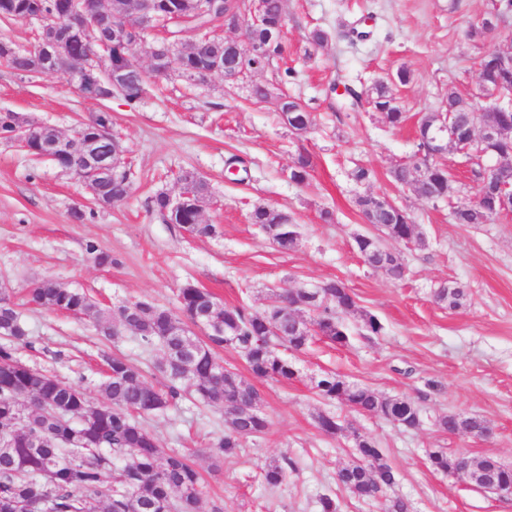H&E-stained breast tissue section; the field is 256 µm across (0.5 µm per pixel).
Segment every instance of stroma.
<instances>
[{"instance_id":"35a3bbf8","label":"stroma","mask_w":512,"mask_h":512,"mask_svg":"<svg viewBox=\"0 0 512 512\" xmlns=\"http://www.w3.org/2000/svg\"><path fill=\"white\" fill-rule=\"evenodd\" d=\"M285 10L286 50L264 69L231 84L220 75L205 82L162 79L136 102L93 100L66 76L20 73L0 62V113H20L67 134L77 122L108 112L131 170L129 195L102 209L52 161L0 141V285L28 329L17 355L47 375L82 385L96 403L107 360L115 355L141 367L155 388L166 383L156 368L160 351L143 348L134 335L114 339L99 333L91 317L29 304V288L43 279L81 290L102 306L147 300L170 309L190 281L224 304L246 303L254 314L269 306L275 289L339 280L357 304L343 319L348 345L314 337L305 350L288 355L297 378L254 379L268 429L237 454L222 457L213 448L224 432L223 408L185 397L142 416L165 452L188 455L201 473L197 512L217 506L224 512H317L324 495L335 498L339 512H387L396 497L409 502L410 512H512V496L436 471L428 459L440 448L512 468V216L458 224L447 203L422 199L389 175L415 151L421 118L440 111L449 89L465 95L475 87L479 56L512 34V11L505 0H286ZM498 10L497 38H468L471 27ZM316 28L328 32L329 42L313 51L308 36ZM402 67L411 80L396 90L407 116L401 127H389L368 103L349 106L339 90L344 83L365 90ZM256 83L271 91L258 104L250 97ZM284 91L309 106L313 130H288L277 105ZM302 151L313 168L298 184L290 171ZM233 155L248 169L238 182L225 165ZM359 167L371 170L370 181L354 180ZM185 171L207 184L202 220L215 225L214 236L187 237L153 207L157 193L178 194ZM367 193L403 205L424 240L420 246L387 241L407 266L402 281L366 265L355 246V235L369 231L355 204ZM258 205L298 224L293 249L280 250L251 223ZM76 208L84 211L83 221L73 220ZM325 209L334 212V223H323ZM90 240L111 253L112 266L86 254ZM446 283L466 289L461 307L435 300ZM364 312L378 317L379 334L364 335ZM327 373L411 399L421 411L419 427L325 401L316 383ZM451 411L484 419L490 437L442 432L438 420ZM320 413L341 420L345 435L323 433ZM357 434L372 439L396 472V485L369 502L336 480ZM286 458L292 468L282 484L269 487L262 469Z\"/></svg>"}]
</instances>
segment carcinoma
I'll return each instance as SVG.
<instances>
[{
  "label": "carcinoma",
  "instance_id": "carcinoma-1",
  "mask_svg": "<svg viewBox=\"0 0 512 512\" xmlns=\"http://www.w3.org/2000/svg\"><path fill=\"white\" fill-rule=\"evenodd\" d=\"M65 0H0V20L18 18L26 11L42 8L50 17L61 15ZM176 0H160L159 22L174 34L196 31L215 21L208 15H187L172 9ZM286 24L284 0H266L260 24L253 28V38L262 41ZM221 53L225 63H235L247 70L258 71L269 63L270 56L245 58L236 56L231 47L213 41L189 44L176 57L177 69L198 72L210 55ZM19 72H37L39 64L27 51L15 49L9 62ZM410 81V71L402 67L393 82H377L367 93L369 104L382 113L394 126L405 116L395 104V90ZM291 106L297 113V122L284 120L296 134H305L313 126L312 114L300 102ZM482 103L472 101L448 89L443 111L433 112L424 121L439 124L448 120L457 138L468 139V127L479 120L496 124L499 111L489 108L482 113L476 109ZM104 124L97 115L74 128L76 136L102 135ZM512 140L500 147L499 158L504 163L496 167L495 182L512 185ZM313 167L307 154H300L294 162L291 178L298 184L307 181ZM420 168L429 171V181L416 182ZM446 172L428 158L422 143L409 162L390 171V177L400 186L419 195L432 196L431 202H450ZM131 188L129 170H121L97 204L108 207L123 201ZM206 187H201L194 203L173 211L168 195L157 194L155 210L163 217L179 224L194 237H208L215 233L213 224L199 223V211L205 199ZM356 204L362 216L371 218L375 233L368 235L376 244L380 237L406 243H420L415 225L405 210L391 215L384 210L369 208L370 201L360 197ZM453 218L459 224H483L486 217L469 203L454 206ZM29 302L65 310L81 312L93 317L96 327L106 336H120L131 332L146 346L157 347L162 354H184V337L171 336L173 323L186 317L190 320L206 316L212 322L233 328L237 335L238 352L251 374L257 378L290 381L297 377L294 365L277 352L285 346L300 351L310 337L296 327L294 317L287 310H274L253 315L243 304L227 306L214 304L210 291L192 283L179 290V312L149 301H131L118 307H101L84 292L63 288L55 281L37 282L28 291ZM436 300L458 308L466 298L464 288L456 285L441 288ZM316 325L315 334L332 343L345 346L349 335L343 315L355 310L356 302L344 284L330 280L317 299L312 302ZM281 326L284 338L271 335L272 324ZM0 433L11 436L12 445L0 446V512H18V506L28 501L43 500L48 512H195L202 495L199 472L177 453L162 450L159 439L138 419L144 413L162 410L181 397L180 385H186L196 398L209 406L224 408V436L215 442L218 454H233L242 447L243 440L258 437L267 429V420L259 409L261 395L235 374H224L216 348L223 337L206 336L198 340V347L188 355L187 369L181 373L164 372L168 379L166 389H157L143 379L142 369L120 356L108 360L109 374L101 385L104 405L94 404L78 385L49 377L23 363L15 354L13 343L27 339L28 332L14 304L0 303ZM319 395L327 401L344 402L360 413L377 415L387 420L398 414L411 420L413 427L420 424L419 409L406 399L388 398L370 389L349 383L335 375H326L317 381ZM439 427L448 433L464 431L473 436L489 432L487 423L474 415L463 422L454 412L442 416ZM42 434L40 443H32L29 433ZM460 456L437 449L429 453L433 468L444 473L458 470ZM486 469L496 473V485L502 490L512 487V469L502 468L492 458L480 460ZM337 479L355 497L369 501L383 494L395 483L391 465L380 449L371 442L354 436L353 458L338 470Z\"/></svg>",
  "mask_w": 512,
  "mask_h": 512
}]
</instances>
